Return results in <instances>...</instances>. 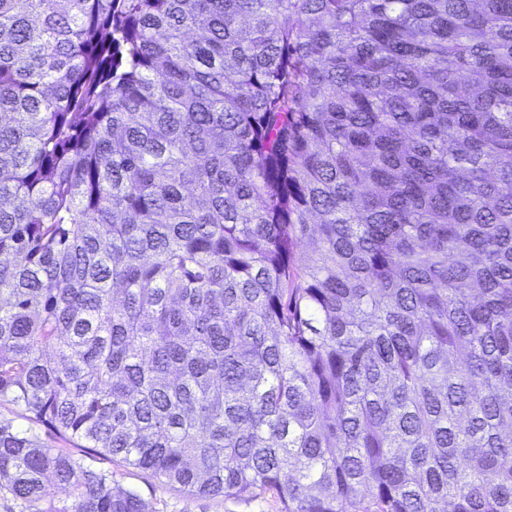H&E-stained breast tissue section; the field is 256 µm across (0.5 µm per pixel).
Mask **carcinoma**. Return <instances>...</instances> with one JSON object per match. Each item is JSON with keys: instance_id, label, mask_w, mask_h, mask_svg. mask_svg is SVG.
Returning <instances> with one entry per match:
<instances>
[{"instance_id": "1", "label": "carcinoma", "mask_w": 512, "mask_h": 512, "mask_svg": "<svg viewBox=\"0 0 512 512\" xmlns=\"http://www.w3.org/2000/svg\"><path fill=\"white\" fill-rule=\"evenodd\" d=\"M0 400L28 512H512V0H0ZM94 465L112 472L114 486L138 492L156 512H280L281 508L271 493L246 498L189 497L158 484L146 472L124 468L112 459L99 458Z\"/></svg>"}]
</instances>
